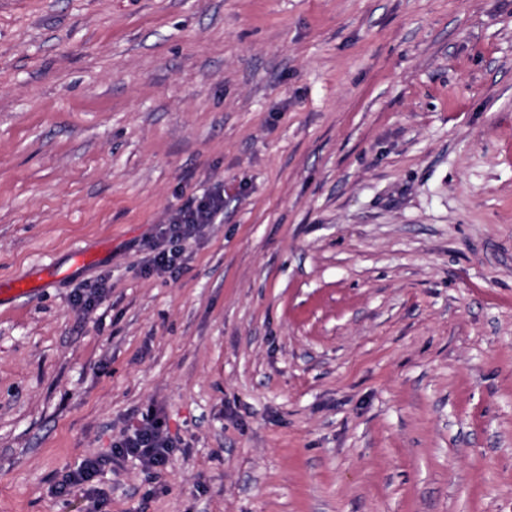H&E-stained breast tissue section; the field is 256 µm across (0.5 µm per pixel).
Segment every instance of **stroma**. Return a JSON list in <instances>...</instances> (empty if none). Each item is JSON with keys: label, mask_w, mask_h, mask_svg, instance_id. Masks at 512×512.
I'll return each instance as SVG.
<instances>
[{"label": "stroma", "mask_w": 512, "mask_h": 512, "mask_svg": "<svg viewBox=\"0 0 512 512\" xmlns=\"http://www.w3.org/2000/svg\"><path fill=\"white\" fill-rule=\"evenodd\" d=\"M89 454L99 512H512V0H0V512ZM224 199L219 192L202 197L182 210L168 225L166 233L170 241L181 242L193 238L200 224H210L223 211ZM173 445L164 432L160 418L147 416L130 435L113 444L114 457H134L146 468L162 471L170 461Z\"/></svg>", "instance_id": "1"}]
</instances>
